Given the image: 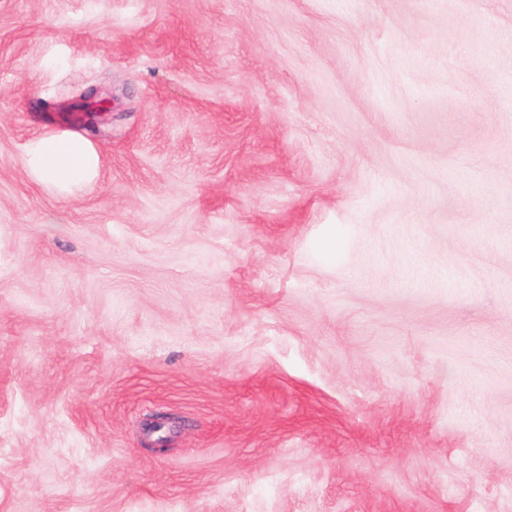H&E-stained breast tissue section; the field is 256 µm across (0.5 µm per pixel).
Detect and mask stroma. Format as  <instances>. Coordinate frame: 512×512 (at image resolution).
Segmentation results:
<instances>
[{"instance_id": "1", "label": "stroma", "mask_w": 512, "mask_h": 512, "mask_svg": "<svg viewBox=\"0 0 512 512\" xmlns=\"http://www.w3.org/2000/svg\"><path fill=\"white\" fill-rule=\"evenodd\" d=\"M0 512H512V0H0ZM24 162L37 182L52 193L68 198L97 178L99 155L82 137L56 132L32 142Z\"/></svg>"}]
</instances>
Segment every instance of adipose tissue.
Returning a JSON list of instances; mask_svg holds the SVG:
<instances>
[{"label": "adipose tissue", "instance_id": "adipose-tissue-1", "mask_svg": "<svg viewBox=\"0 0 512 512\" xmlns=\"http://www.w3.org/2000/svg\"><path fill=\"white\" fill-rule=\"evenodd\" d=\"M24 162L37 182L52 193L68 198L97 178L99 155L82 137L56 132L32 142Z\"/></svg>", "mask_w": 512, "mask_h": 512}]
</instances>
